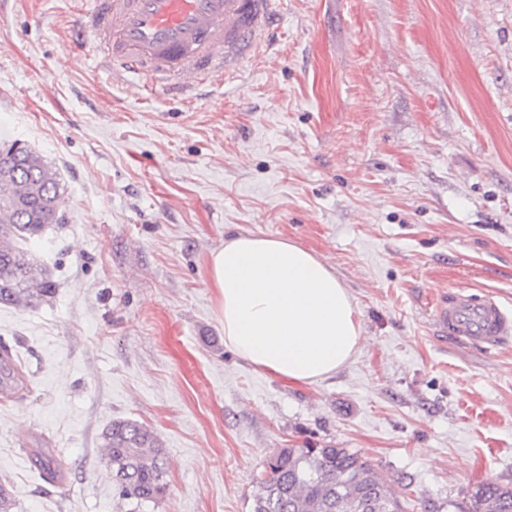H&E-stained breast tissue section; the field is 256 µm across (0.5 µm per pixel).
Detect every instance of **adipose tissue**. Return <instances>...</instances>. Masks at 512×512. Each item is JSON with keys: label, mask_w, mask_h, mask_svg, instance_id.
<instances>
[{"label": "adipose tissue", "mask_w": 512, "mask_h": 512, "mask_svg": "<svg viewBox=\"0 0 512 512\" xmlns=\"http://www.w3.org/2000/svg\"><path fill=\"white\" fill-rule=\"evenodd\" d=\"M224 344L253 369L313 384L362 343V316L335 271L282 237L239 232L208 259Z\"/></svg>", "instance_id": "1"}]
</instances>
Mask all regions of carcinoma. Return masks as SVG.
<instances>
[{"instance_id":"carcinoma-1","label":"carcinoma","mask_w":512,"mask_h":512,"mask_svg":"<svg viewBox=\"0 0 512 512\" xmlns=\"http://www.w3.org/2000/svg\"><path fill=\"white\" fill-rule=\"evenodd\" d=\"M56 173L25 144L0 148V304L27 307L51 300L54 281L20 244L62 222ZM25 387V375L0 346V391ZM104 460L119 496L136 507L166 494L165 448L158 434L130 420H115L102 435ZM397 488L349 448H282L269 458L252 512H405ZM472 512H512V483L489 481L471 493Z\"/></svg>"}]
</instances>
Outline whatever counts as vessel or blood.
<instances>
[{
	"label": "vessel or blood",
	"instance_id": "vessel-or-blood-1",
	"mask_svg": "<svg viewBox=\"0 0 512 512\" xmlns=\"http://www.w3.org/2000/svg\"><path fill=\"white\" fill-rule=\"evenodd\" d=\"M282 0H89L74 20L71 47L93 46L113 78L184 98L209 74L237 72L281 20ZM442 332L485 350L512 338V309L458 291L441 301Z\"/></svg>",
	"mask_w": 512,
	"mask_h": 512
}]
</instances>
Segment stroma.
Segmentation results:
<instances>
[{
    "mask_svg": "<svg viewBox=\"0 0 512 512\" xmlns=\"http://www.w3.org/2000/svg\"><path fill=\"white\" fill-rule=\"evenodd\" d=\"M82 3L0 0V142L64 190L63 223L26 244L55 297L0 305L28 380L0 397L14 512H129L101 448L116 419L166 448L143 512H252L288 446L411 475L407 512L512 482V342L433 317L458 290L512 306V0H283L270 46L185 102L69 51ZM232 232L293 240L348 288L365 341L335 375L274 378L225 347L207 259Z\"/></svg>",
    "mask_w": 512,
    "mask_h": 512,
    "instance_id": "stroma-1",
    "label": "stroma"
}]
</instances>
